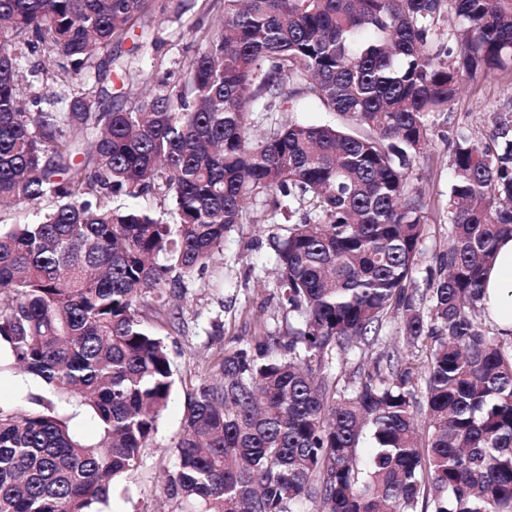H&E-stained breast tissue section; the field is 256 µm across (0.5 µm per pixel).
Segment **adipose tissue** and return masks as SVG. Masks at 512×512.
I'll return each mask as SVG.
<instances>
[{
  "label": "adipose tissue",
  "instance_id": "adipose-tissue-1",
  "mask_svg": "<svg viewBox=\"0 0 512 512\" xmlns=\"http://www.w3.org/2000/svg\"><path fill=\"white\" fill-rule=\"evenodd\" d=\"M483 303L500 333H512V238L498 243L497 259L484 276Z\"/></svg>",
  "mask_w": 512,
  "mask_h": 512
}]
</instances>
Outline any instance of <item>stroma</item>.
Here are the masks:
<instances>
[{
	"label": "stroma",
	"instance_id": "obj_1",
	"mask_svg": "<svg viewBox=\"0 0 512 512\" xmlns=\"http://www.w3.org/2000/svg\"><path fill=\"white\" fill-rule=\"evenodd\" d=\"M215 0H154L149 27L133 32L122 45L126 61L141 70L151 90L179 85L198 50L196 31L210 28L217 10ZM512 109V86L496 79H465L455 105L454 119L438 125L431 137L428 159L416 166L413 184L430 203L428 229L415 277L424 283L435 256L448 246V225L442 205L448 193V142L461 128L485 129V113ZM252 222L233 225L224 235L222 251L204 271L181 277L171 289L164 314L144 302L145 324L162 337L175 373V386L158 430L144 448L137 476L116 482L104 512H180L160 482L172 467L171 448L183 428L188 397L216 363L219 354L246 345L259 325L284 334L293 317L281 303L275 272V237L278 228L262 200L248 204Z\"/></svg>",
	"mask_w": 512,
	"mask_h": 512
}]
</instances>
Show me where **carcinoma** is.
Returning <instances> with one entry per match:
<instances>
[{
	"instance_id": "1",
	"label": "carcinoma",
	"mask_w": 512,
	"mask_h": 512,
	"mask_svg": "<svg viewBox=\"0 0 512 512\" xmlns=\"http://www.w3.org/2000/svg\"><path fill=\"white\" fill-rule=\"evenodd\" d=\"M220 7L184 81L131 102L141 74L112 48L147 0H0V205L36 211L0 224V352L41 383L0 405V512H102L136 475L174 385L139 304L162 314L166 281L205 268L260 195L288 202L275 265L299 326L196 389L165 483L180 512H512V335L481 304L512 236V112L449 142L451 242L423 288L429 203L410 185L463 78L512 84V0ZM21 44L90 77L26 104ZM305 98L336 122L273 118ZM151 194L171 219L112 205ZM397 314L420 364L379 347ZM356 354L369 367L347 376Z\"/></svg>"
}]
</instances>
